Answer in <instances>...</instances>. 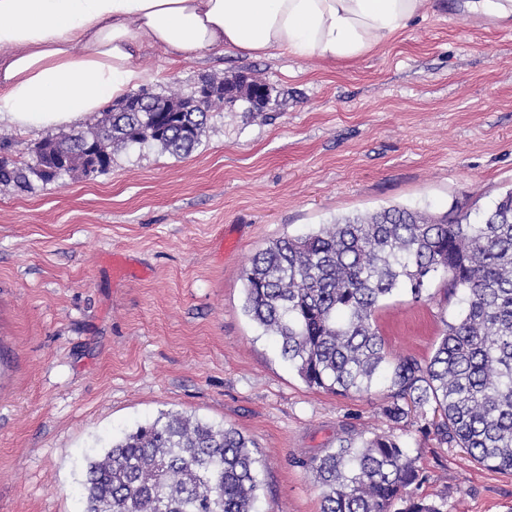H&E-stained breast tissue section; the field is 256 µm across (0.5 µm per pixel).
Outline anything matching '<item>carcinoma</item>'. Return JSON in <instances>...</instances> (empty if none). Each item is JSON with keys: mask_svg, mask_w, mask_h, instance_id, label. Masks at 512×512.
Here are the masks:
<instances>
[{"mask_svg": "<svg viewBox=\"0 0 512 512\" xmlns=\"http://www.w3.org/2000/svg\"><path fill=\"white\" fill-rule=\"evenodd\" d=\"M240 76L210 86L204 111L177 96L155 98L162 123L147 115L104 112L93 125L46 137L40 159L9 153L0 140V185L21 191L47 184L61 159L84 165L94 142L112 148L155 142L175 155L199 143L206 112L245 95ZM245 312L278 338L282 359L311 388L336 394L370 391L384 375L396 423L430 406L422 430L464 449L474 462L512 473V190L478 221L465 214L435 220L401 207L347 218L301 236L272 241L243 270ZM440 281L460 306L433 356L389 359L376 313L394 292L420 301ZM256 444L233 427L216 428L163 413L112 444L86 466L84 512H255ZM320 490L321 512H446L414 496L424 481L408 449L390 435L356 429L320 457L298 461Z\"/></svg>", "mask_w": 512, "mask_h": 512, "instance_id": "obj_1", "label": "carcinoma"}]
</instances>
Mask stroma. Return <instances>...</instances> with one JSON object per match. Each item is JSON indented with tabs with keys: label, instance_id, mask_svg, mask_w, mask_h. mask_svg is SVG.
I'll return each instance as SVG.
<instances>
[{
	"label": "stroma",
	"instance_id": "1",
	"mask_svg": "<svg viewBox=\"0 0 512 512\" xmlns=\"http://www.w3.org/2000/svg\"><path fill=\"white\" fill-rule=\"evenodd\" d=\"M427 0L350 61L139 52L151 94L201 77L267 83L261 112H210L198 146L118 147L88 179L0 187V512H83L86 457L178 412L257 445L256 512H320L303 458L356 428L398 438L447 512H512V473L384 414L385 382L308 387L244 311L242 271L279 237L391 206L478 220L512 189V26ZM398 294L390 357L430 358L456 302Z\"/></svg>",
	"mask_w": 512,
	"mask_h": 512
}]
</instances>
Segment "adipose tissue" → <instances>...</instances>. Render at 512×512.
<instances>
[{"label":"adipose tissue","instance_id":"obj_1","mask_svg":"<svg viewBox=\"0 0 512 512\" xmlns=\"http://www.w3.org/2000/svg\"><path fill=\"white\" fill-rule=\"evenodd\" d=\"M425 0H0V121L69 125L144 79L145 48L184 61L234 51L348 61Z\"/></svg>","mask_w":512,"mask_h":512}]
</instances>
